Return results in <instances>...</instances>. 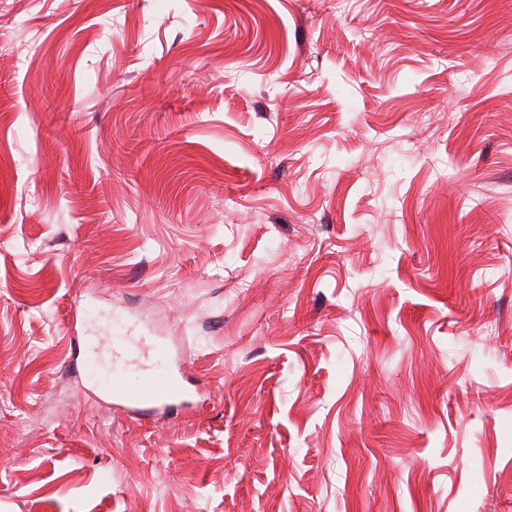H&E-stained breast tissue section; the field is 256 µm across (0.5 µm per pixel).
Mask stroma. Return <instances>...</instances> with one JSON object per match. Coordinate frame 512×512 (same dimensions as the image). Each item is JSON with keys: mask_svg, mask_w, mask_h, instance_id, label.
Instances as JSON below:
<instances>
[{"mask_svg": "<svg viewBox=\"0 0 512 512\" xmlns=\"http://www.w3.org/2000/svg\"><path fill=\"white\" fill-rule=\"evenodd\" d=\"M0 512H512V0H0ZM105 319L103 336L72 337V365H83L94 386L112 398L115 412L141 421L170 422L205 405L201 388L185 376L181 354H174L150 327L132 336L135 325L112 310ZM131 370L142 375L136 388L127 383Z\"/></svg>", "mask_w": 512, "mask_h": 512, "instance_id": "obj_1", "label": "stroma"}]
</instances>
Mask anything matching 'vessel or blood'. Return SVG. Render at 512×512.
<instances>
[{"label":"vessel or blood","instance_id":"b4317fda","mask_svg":"<svg viewBox=\"0 0 512 512\" xmlns=\"http://www.w3.org/2000/svg\"><path fill=\"white\" fill-rule=\"evenodd\" d=\"M105 319L102 335L74 337L73 360L111 398L115 411L141 421L169 422L205 405L201 388L186 378L180 355L151 328H135L111 312ZM133 370L142 375L135 388L127 383Z\"/></svg>","mask_w":512,"mask_h":512}]
</instances>
